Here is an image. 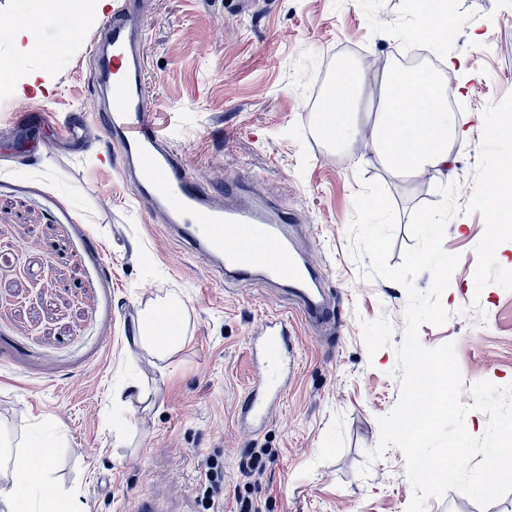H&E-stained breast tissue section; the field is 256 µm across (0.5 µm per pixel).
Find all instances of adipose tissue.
Listing matches in <instances>:
<instances>
[{
	"label": "adipose tissue",
	"instance_id": "adipose-tissue-1",
	"mask_svg": "<svg viewBox=\"0 0 512 512\" xmlns=\"http://www.w3.org/2000/svg\"><path fill=\"white\" fill-rule=\"evenodd\" d=\"M364 80V73L356 69L337 72L314 115L320 134L347 149H362L363 159L392 174L410 177L428 171L447 177L455 162L450 143L462 135L446 108L447 88L427 72L405 76L392 70L384 80L383 111L369 114L361 109ZM367 122L373 130L366 138L362 126ZM169 315L179 320L187 315L184 302L174 293L155 297L136 312L132 343L159 363L167 361L183 341L179 334L157 336V322ZM52 458V446L43 443L30 453L0 460V477L9 482L0 490V512H58L57 497L46 491Z\"/></svg>",
	"mask_w": 512,
	"mask_h": 512
}]
</instances>
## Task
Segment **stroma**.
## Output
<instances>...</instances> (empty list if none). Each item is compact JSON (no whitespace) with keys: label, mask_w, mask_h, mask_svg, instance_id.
I'll list each match as a JSON object with an SVG mask.
<instances>
[{"label":"stroma","mask_w":512,"mask_h":512,"mask_svg":"<svg viewBox=\"0 0 512 512\" xmlns=\"http://www.w3.org/2000/svg\"><path fill=\"white\" fill-rule=\"evenodd\" d=\"M455 15L440 49L414 39L408 0H263L256 11L231 0H152L145 89L156 132L205 181L247 175L298 217L296 243L323 267L334 310L322 325L305 322L279 285L226 282L161 213L136 201L94 123L100 100L85 45L98 25L56 53L49 91L22 98L36 111L84 114L81 140L16 128L10 117L21 98L0 87V437L11 452L58 438L51 488L77 497L82 512H135L144 494L159 512H203L209 458L223 468L224 512H236L240 494L262 512H406L404 454L392 447L371 461L367 453L399 398L394 348L407 295L364 278L348 228L362 184L381 183L397 212L389 263L399 265L413 244L410 215L438 202L439 181L361 162L320 137L313 116L337 58L366 73V112L378 108L386 69L433 58L468 133L448 175L466 204L483 110L512 92V0H456ZM484 231L477 212L449 222L444 248L460 257L442 296L451 317L419 332L428 348L455 343L470 407L469 385L512 383V292L474 287ZM166 289L181 294L187 331L157 364L127 338L139 305ZM475 299L481 312L470 309ZM274 312L291 322L298 365L280 384L279 406L251 432L238 422L257 378L248 338ZM130 380L147 388L146 403L122 395ZM487 420L471 407L466 428L481 436ZM250 448L275 455L255 483L242 472Z\"/></svg>","instance_id":"obj_1"}]
</instances>
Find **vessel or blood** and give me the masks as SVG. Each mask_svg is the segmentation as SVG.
Here are the masks:
<instances>
[{
  "instance_id": "b4317fda",
  "label": "vessel or blood",
  "mask_w": 512,
  "mask_h": 512,
  "mask_svg": "<svg viewBox=\"0 0 512 512\" xmlns=\"http://www.w3.org/2000/svg\"><path fill=\"white\" fill-rule=\"evenodd\" d=\"M145 10L144 0H119L103 21L99 38L88 46L94 64L92 88L102 101L97 120L118 147L137 199L163 211L178 238L225 275L240 283L285 282L305 319L326 321L331 308L321 296L323 271L293 240L289 226L296 216L253 197L246 178L226 179L220 189L206 183L190 170L180 151L157 135L144 91ZM13 119L22 127L55 123L64 138L80 132L70 119L22 107L16 108ZM224 194L234 197V204H223ZM250 351L260 366L288 372L294 353L287 317H267L251 336ZM279 397L267 379H260L245 405L246 423L264 422Z\"/></svg>"
}]
</instances>
